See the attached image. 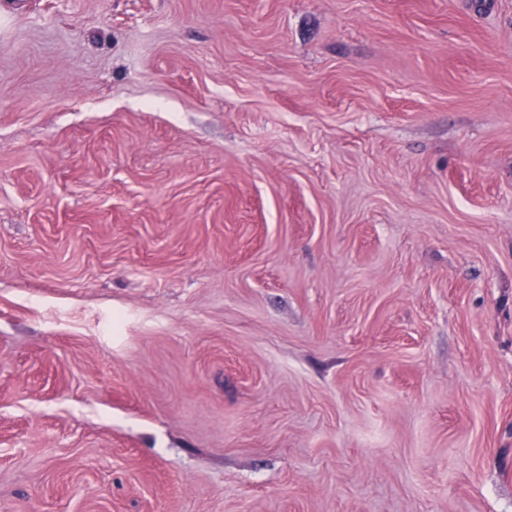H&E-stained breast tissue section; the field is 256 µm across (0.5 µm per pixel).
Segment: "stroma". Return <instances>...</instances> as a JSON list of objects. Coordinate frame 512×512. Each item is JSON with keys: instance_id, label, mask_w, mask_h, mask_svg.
Wrapping results in <instances>:
<instances>
[{"instance_id": "1", "label": "stroma", "mask_w": 512, "mask_h": 512, "mask_svg": "<svg viewBox=\"0 0 512 512\" xmlns=\"http://www.w3.org/2000/svg\"><path fill=\"white\" fill-rule=\"evenodd\" d=\"M0 512H512V0L0 12Z\"/></svg>"}]
</instances>
